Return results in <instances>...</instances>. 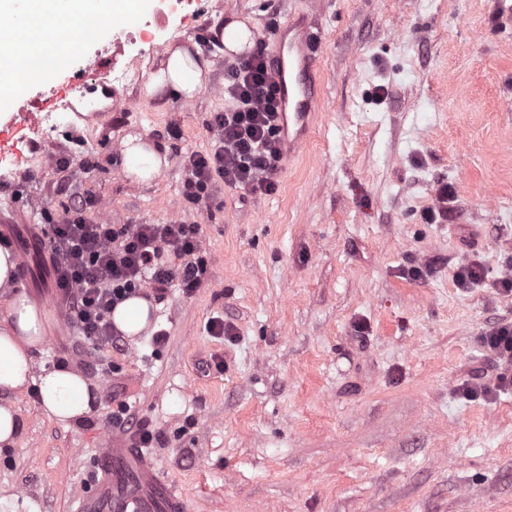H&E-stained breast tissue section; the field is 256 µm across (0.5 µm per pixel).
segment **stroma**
<instances>
[{
    "label": "stroma",
    "instance_id": "35a3bbf8",
    "mask_svg": "<svg viewBox=\"0 0 512 512\" xmlns=\"http://www.w3.org/2000/svg\"><path fill=\"white\" fill-rule=\"evenodd\" d=\"M302 17L322 33L310 142L282 162L275 193L221 185L191 203L182 157L210 148L207 121L225 106L223 27L257 26L267 48ZM157 38L200 46L211 71L196 98L147 97L139 81L83 89L85 60L147 76L162 56L92 38L30 92L54 99L77 83L75 107L96 124L41 121L19 143L1 133L15 149L0 215L39 226L81 198L92 221L201 225L205 284L169 288L137 340H76L69 366L98 387L83 422L63 427L31 391L11 396L22 428L0 449V512H73L116 399L163 432L150 456L188 512H512V389L496 390L481 343L512 322V295L495 286L512 275V32L494 0H194ZM136 133L167 154L148 185L122 169ZM443 182L456 201L431 224ZM474 262L484 282L459 287ZM214 316L234 336L209 334ZM106 363L118 372L102 375ZM477 374L490 393L463 397Z\"/></svg>",
    "mask_w": 512,
    "mask_h": 512
}]
</instances>
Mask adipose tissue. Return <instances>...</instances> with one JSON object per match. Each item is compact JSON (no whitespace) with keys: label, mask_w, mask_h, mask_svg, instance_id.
<instances>
[{"label":"adipose tissue","mask_w":512,"mask_h":512,"mask_svg":"<svg viewBox=\"0 0 512 512\" xmlns=\"http://www.w3.org/2000/svg\"><path fill=\"white\" fill-rule=\"evenodd\" d=\"M149 0H0V104H11L26 85L50 78L77 53L79 32L104 33L134 20ZM209 62L200 61L191 48H168L143 92L153 96L193 99L208 79ZM123 170L128 177L148 182L166 166L150 140L126 135ZM17 262L0 247V394L9 395L37 385L39 403L55 422L69 426L88 417L97 395L78 371L36 367L34 353L46 341L40 305L16 292ZM151 304L139 295L115 306L112 322L127 339H135L151 324Z\"/></svg>","instance_id":"adipose-tissue-1"}]
</instances>
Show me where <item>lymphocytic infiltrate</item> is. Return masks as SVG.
<instances>
[{"instance_id":"1","label":"lymphocytic infiltrate","mask_w":512,"mask_h":512,"mask_svg":"<svg viewBox=\"0 0 512 512\" xmlns=\"http://www.w3.org/2000/svg\"><path fill=\"white\" fill-rule=\"evenodd\" d=\"M223 111L212 113L208 151L184 157L186 194L209 203L217 182L245 195L278 187L277 88L264 51L243 56L224 69ZM54 270V284L67 295L69 310L92 346L115 345L119 335L109 315L128 295L148 288L163 296L179 285L193 293L207 269L202 229L197 224H110L91 221L84 201H75L42 227ZM497 366V385L512 387V322L482 338Z\"/></svg>"}]
</instances>
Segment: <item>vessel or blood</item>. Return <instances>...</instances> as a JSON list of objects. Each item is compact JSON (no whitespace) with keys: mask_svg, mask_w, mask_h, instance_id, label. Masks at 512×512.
Instances as JSON below:
<instances>
[{"mask_svg":"<svg viewBox=\"0 0 512 512\" xmlns=\"http://www.w3.org/2000/svg\"><path fill=\"white\" fill-rule=\"evenodd\" d=\"M321 35L307 22L289 25L278 34L267 61L280 102L279 147L285 159L302 153L321 110L317 53ZM44 103L28 98L10 106L8 125L33 122ZM187 500L171 489L143 449L131 439L106 440L96 456L89 489L76 512H187Z\"/></svg>","mask_w":512,"mask_h":512,"instance_id":"obj_1","label":"vessel or blood"}]
</instances>
